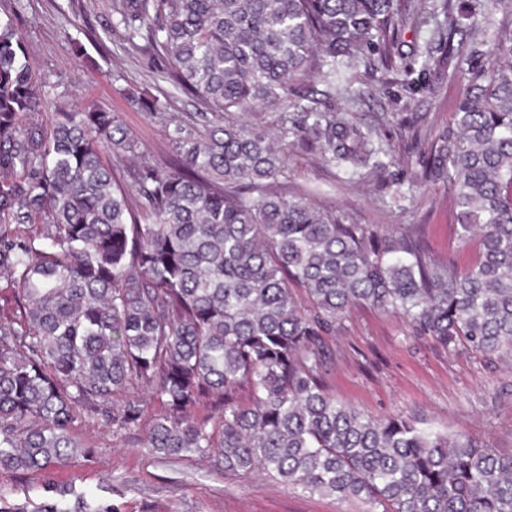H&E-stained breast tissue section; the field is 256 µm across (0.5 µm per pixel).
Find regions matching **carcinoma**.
Masks as SVG:
<instances>
[{
	"label": "carcinoma",
	"mask_w": 512,
	"mask_h": 512,
	"mask_svg": "<svg viewBox=\"0 0 512 512\" xmlns=\"http://www.w3.org/2000/svg\"><path fill=\"white\" fill-rule=\"evenodd\" d=\"M487 2L501 39L420 176L456 191L461 238L480 242L465 269L431 259L417 224H348L279 186L296 143L331 168L389 167L371 131L296 88L359 97L344 70L367 53L399 71L413 0H113L114 27L201 107L182 120L149 89L131 97L166 126L159 161L117 114L53 94L18 8L0 16V470L87 453L75 427L103 419L162 458L215 456L366 512H512V451L371 418L324 388L330 338L362 306L512 361V0ZM443 15L451 61L452 35L479 20L464 0ZM258 105L271 126L244 118ZM0 512L116 510L47 486L31 510L0 490Z\"/></svg>",
	"instance_id": "obj_1"
}]
</instances>
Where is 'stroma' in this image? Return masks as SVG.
Segmentation results:
<instances>
[{"mask_svg": "<svg viewBox=\"0 0 512 512\" xmlns=\"http://www.w3.org/2000/svg\"><path fill=\"white\" fill-rule=\"evenodd\" d=\"M442 0H420L416 20L398 37L400 51L413 70L426 55L443 50L436 32L443 21ZM112 0H21L19 30L32 72L79 96L81 103L119 115L139 142L146 159L166 152L165 127L132 108L126 93L166 88L157 56L128 45L124 32L110 28ZM82 52H75V45ZM354 83L372 88L357 101L326 98V85L315 80L308 97L328 99L336 113H352L371 130L376 146L398 161L383 172L365 167L356 174L326 166L318 152L295 146L288 151L289 191H312L315 205L339 211L350 224H375L391 233L404 224L424 227L432 259L464 267L479 255L477 241L458 235L453 193L418 187L424 143L453 128L455 112L469 86L464 58L430 77L422 90L404 74L386 77L357 66ZM402 184L394 196L390 181ZM335 359L326 388L338 401L384 418L414 414L428 423L462 432L487 448L512 450V366L488 371L469 348L446 349L413 333L400 316L371 308L352 310L333 338ZM93 452L48 470L17 475L0 471V491L16 504L37 503L48 485H72L110 500L117 512H363L359 501L309 495L262 476H228L213 458L190 455L161 458L127 436L113 434L98 420L78 427Z\"/></svg>", "mask_w": 512, "mask_h": 512, "instance_id": "35a3bbf8", "label": "stroma"}]
</instances>
